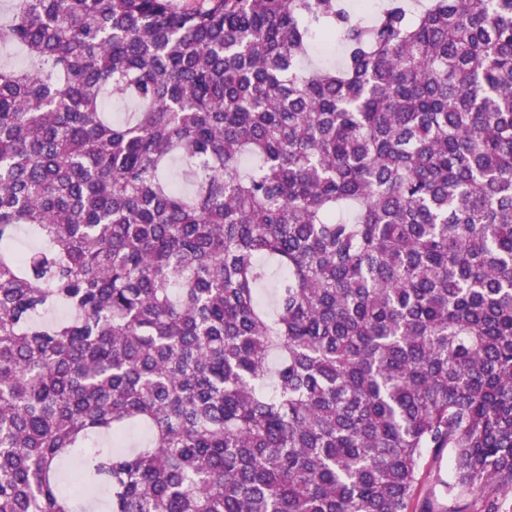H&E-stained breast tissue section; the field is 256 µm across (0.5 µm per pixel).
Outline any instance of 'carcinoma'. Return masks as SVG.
Masks as SVG:
<instances>
[{"instance_id":"cac0c4a2","label":"carcinoma","mask_w":512,"mask_h":512,"mask_svg":"<svg viewBox=\"0 0 512 512\" xmlns=\"http://www.w3.org/2000/svg\"><path fill=\"white\" fill-rule=\"evenodd\" d=\"M371 17L16 0L0 20L29 60L0 66V512H75L76 450L109 512H434L411 508L429 450L444 495L507 512L512 0Z\"/></svg>"}]
</instances>
